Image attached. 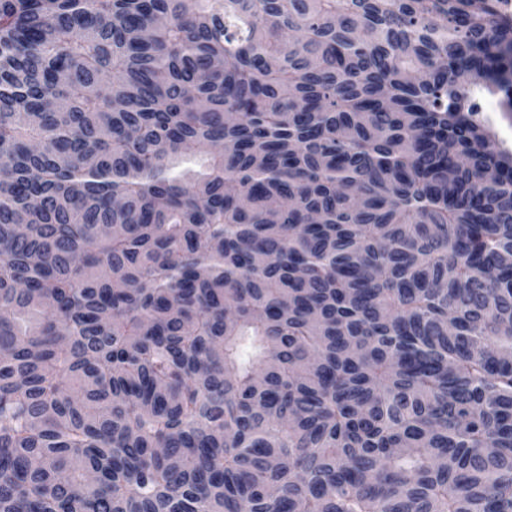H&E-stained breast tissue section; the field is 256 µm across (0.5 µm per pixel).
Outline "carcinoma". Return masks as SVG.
Listing matches in <instances>:
<instances>
[{
	"mask_svg": "<svg viewBox=\"0 0 512 512\" xmlns=\"http://www.w3.org/2000/svg\"><path fill=\"white\" fill-rule=\"evenodd\" d=\"M499 2L0 0V512H512ZM487 112L489 125L497 135V143L501 148L512 150V112H501L495 98L486 97L482 100Z\"/></svg>",
	"mask_w": 512,
	"mask_h": 512,
	"instance_id": "carcinoma-1",
	"label": "carcinoma"
}]
</instances>
